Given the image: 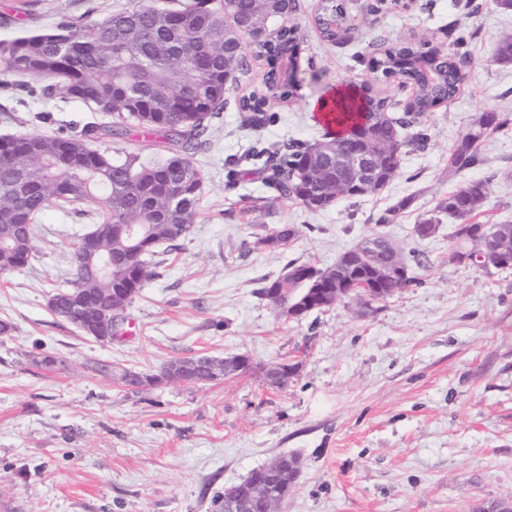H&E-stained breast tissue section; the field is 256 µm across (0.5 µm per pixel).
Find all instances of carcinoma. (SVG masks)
<instances>
[{"mask_svg":"<svg viewBox=\"0 0 512 512\" xmlns=\"http://www.w3.org/2000/svg\"><path fill=\"white\" fill-rule=\"evenodd\" d=\"M296 0H185L180 8L144 4L131 10L85 22L63 21L48 33L0 41V75H26L48 80L43 94H59L104 110L112 115L107 126L88 125L78 134H32L4 139L0 144V235H15L16 249L10 269L24 268L34 256L31 225L49 206H95V225H114L99 238L101 252L120 257L130 242L120 225L142 231L134 264L112 269L111 278L93 277L72 254L73 280L69 288L48 301L53 314L75 328H85V316L69 314L59 305L73 290L89 296L111 288H130L139 294L154 276L156 249L173 250L183 239L179 224H194L202 192V176L192 155L205 140L211 122L224 110L228 75L246 73L251 61L263 66V93L241 97L244 126L263 121L262 109L284 103L293 96L288 71L279 62L282 54L299 57L298 25L290 21ZM349 0H319L314 24L322 38L335 43L349 31ZM281 22L271 40L256 43L247 34L264 22ZM466 55L439 54L430 40L400 39L383 47L376 70L383 78L399 75L411 88L403 115L393 113L398 104L379 96L373 85L363 83L357 99L336 107L327 126L336 127L311 143L290 141L273 150L258 152L278 197L305 209L326 210L342 199H357L384 190L402 168L407 153L422 149L427 137L414 129L424 114L456 99L466 83ZM509 124L498 112L478 116L453 146L448 169L461 172L484 162L482 145ZM115 137L133 142L129 150L110 155L100 142ZM367 139L382 145L376 178L368 185L336 191V168L317 178L322 159L347 153ZM162 148L166 157H143L149 148ZM491 195V181L475 178L462 182L437 202L435 210L448 215L457 251L478 259L481 236L507 239L512 254V223L478 219ZM297 227L277 228L266 242H288ZM380 261L394 260L401 269L399 288L419 282L415 269L425 267L422 257L409 264L402 250L385 234L375 233ZM354 250L336 263L317 268L290 261L258 294L265 298L273 289L289 296L303 288V280L323 285L349 284L370 277L364 267H346Z\"/></svg>","mask_w":512,"mask_h":512,"instance_id":"cac0c4a2","label":"carcinoma"}]
</instances>
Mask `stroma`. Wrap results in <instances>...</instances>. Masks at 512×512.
Returning <instances> with one entry per match:
<instances>
[{
	"label": "stroma",
	"instance_id": "35a3bbf8",
	"mask_svg": "<svg viewBox=\"0 0 512 512\" xmlns=\"http://www.w3.org/2000/svg\"><path fill=\"white\" fill-rule=\"evenodd\" d=\"M346 40L321 39L317 0H298L294 98L241 127L237 100L259 88L260 63L230 81L224 110L192 160L201 172L198 217L178 249L160 247L155 275L126 311L135 335L102 344L53 315L47 301L68 288L70 253L91 217L49 207L34 225L35 256L0 274V504L11 512H211L213 495L288 453L301 469L281 512H483L512 497V269L492 274L450 261L456 243L437 201L469 178L493 177L486 220L512 222V124L483 144L482 167L451 173L448 154L475 116L512 117V65L495 49L512 12L492 0H382ZM0 0V40L100 18L139 0ZM428 36L471 59L463 92L428 113L427 148L409 154L380 193L311 212L279 199L252 174L248 155L325 128L311 100L329 87L373 82L405 103L409 86L377 78L376 36ZM25 76L0 83V136L73 133L109 123L84 103L41 92ZM410 206L382 228L404 251L426 257L417 285L364 308L344 301L301 320L276 314L258 290L291 260L319 268L373 233L401 199ZM438 217L428 237L420 219ZM298 237L259 246L272 229ZM241 353L256 371L204 385L142 389L102 375L101 364L155 373L170 361ZM52 355L56 365L35 364ZM295 362L287 388L259 366Z\"/></svg>",
	"mask_w": 512,
	"mask_h": 512
}]
</instances>
